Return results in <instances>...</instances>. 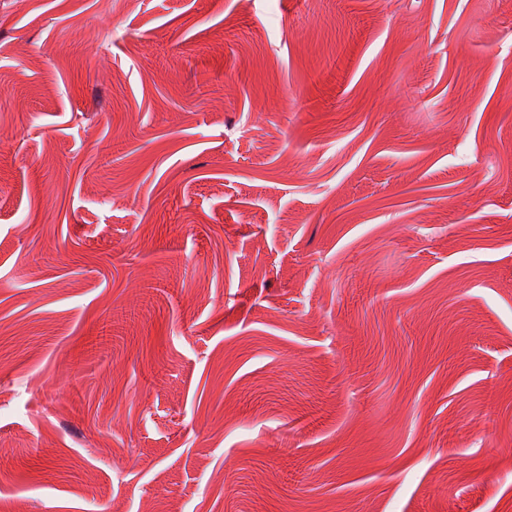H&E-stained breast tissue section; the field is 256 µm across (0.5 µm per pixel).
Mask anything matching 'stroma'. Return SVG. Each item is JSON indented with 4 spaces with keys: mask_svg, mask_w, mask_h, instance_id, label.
<instances>
[{
    "mask_svg": "<svg viewBox=\"0 0 512 512\" xmlns=\"http://www.w3.org/2000/svg\"><path fill=\"white\" fill-rule=\"evenodd\" d=\"M0 512H512V0H0Z\"/></svg>",
    "mask_w": 512,
    "mask_h": 512,
    "instance_id": "stroma-1",
    "label": "stroma"
}]
</instances>
